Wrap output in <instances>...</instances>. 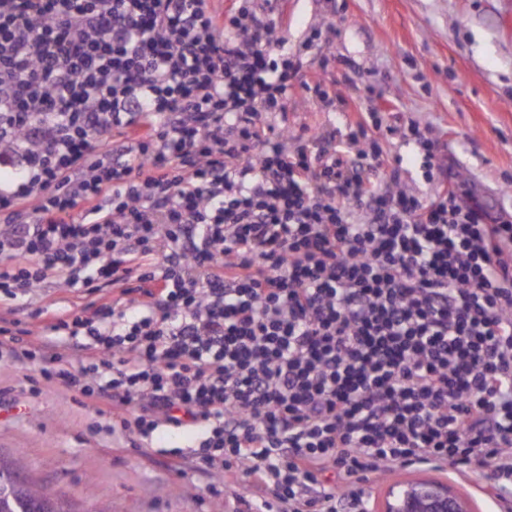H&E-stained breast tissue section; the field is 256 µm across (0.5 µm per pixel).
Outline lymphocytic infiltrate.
<instances>
[{
    "label": "lymphocytic infiltrate",
    "instance_id": "f902f5d3",
    "mask_svg": "<svg viewBox=\"0 0 512 512\" xmlns=\"http://www.w3.org/2000/svg\"><path fill=\"white\" fill-rule=\"evenodd\" d=\"M283 43L271 0H0V303L29 321L0 354L96 431L196 432L174 458L234 462L239 512H370L408 467L512 508V213L419 126L272 123L312 91ZM99 281L120 300L44 321L45 289ZM419 474H424L430 477L438 478L444 481H448L449 484L457 487L463 494H465L471 503V508L474 510L473 512H499L498 507L487 500L486 498L480 496L477 493V485L480 480L478 477L473 476L471 478H457L451 470L448 469V472H440L431 469H416V468H402L399 470H395L393 472L388 473L382 479L377 482H371L368 486L370 488V493L372 494V512H380L378 504L381 500L384 490L387 485L392 482L400 481L403 479L411 478L413 476H417Z\"/></svg>",
    "mask_w": 512,
    "mask_h": 512
}]
</instances>
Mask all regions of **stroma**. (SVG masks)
Wrapping results in <instances>:
<instances>
[{
  "mask_svg": "<svg viewBox=\"0 0 512 512\" xmlns=\"http://www.w3.org/2000/svg\"><path fill=\"white\" fill-rule=\"evenodd\" d=\"M276 10L289 51L308 47L324 96L292 90L287 117L273 122L315 130L347 111L419 125L478 202L512 211V0H278ZM93 420L80 398L0 358V453L72 512H233L249 492L238 472L210 481L190 462L173 465L168 453L190 446L187 434L136 448L90 434Z\"/></svg>",
  "mask_w": 512,
  "mask_h": 512,
  "instance_id": "stroma-1",
  "label": "stroma"
}]
</instances>
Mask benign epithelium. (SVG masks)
I'll return each mask as SVG.
<instances>
[{
    "label": "benign epithelium",
    "mask_w": 512,
    "mask_h": 512,
    "mask_svg": "<svg viewBox=\"0 0 512 512\" xmlns=\"http://www.w3.org/2000/svg\"><path fill=\"white\" fill-rule=\"evenodd\" d=\"M382 512H471L468 500L449 485L405 481L389 487Z\"/></svg>",
    "instance_id": "benign-epithelium-1"
}]
</instances>
